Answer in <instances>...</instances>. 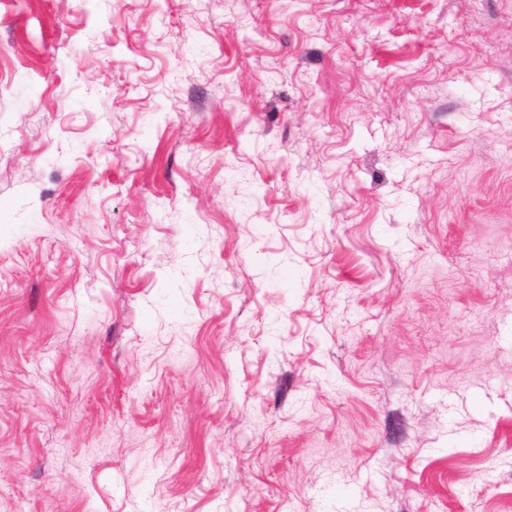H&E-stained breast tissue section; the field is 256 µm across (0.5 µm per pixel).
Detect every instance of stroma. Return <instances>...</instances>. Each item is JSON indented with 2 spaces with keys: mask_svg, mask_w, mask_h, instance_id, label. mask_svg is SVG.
<instances>
[{
  "mask_svg": "<svg viewBox=\"0 0 512 512\" xmlns=\"http://www.w3.org/2000/svg\"><path fill=\"white\" fill-rule=\"evenodd\" d=\"M0 512H512V0H0Z\"/></svg>",
  "mask_w": 512,
  "mask_h": 512,
  "instance_id": "obj_1",
  "label": "stroma"
}]
</instances>
